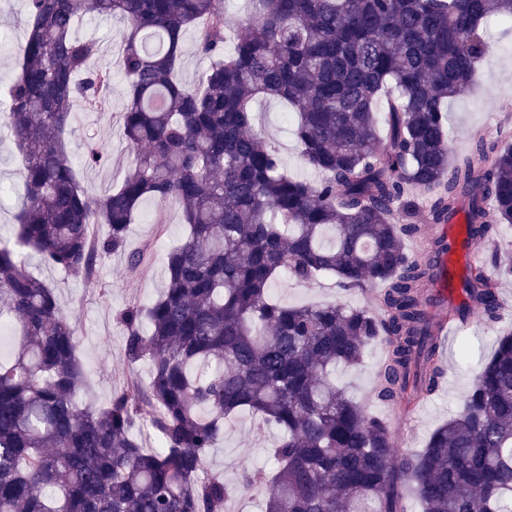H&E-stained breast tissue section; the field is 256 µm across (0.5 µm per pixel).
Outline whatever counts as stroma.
<instances>
[{
  "label": "stroma",
  "mask_w": 512,
  "mask_h": 512,
  "mask_svg": "<svg viewBox=\"0 0 512 512\" xmlns=\"http://www.w3.org/2000/svg\"><path fill=\"white\" fill-rule=\"evenodd\" d=\"M485 29L490 49L478 68L474 86L467 95L449 101L447 106L449 143L458 155L470 151L475 132L494 137L502 131H512V23L493 17ZM123 31L120 20L99 17L86 18L74 30L76 36L101 42L103 53L94 65L112 71L108 110L90 112L77 108L70 124L69 156L85 192L93 197L101 195L108 186L119 185L131 160L118 118L126 103V81L116 68L115 56ZM25 34V0H0V45L6 47L5 52H0V237L6 239L13 235L14 216L22 200V158L7 129L9 107L5 89L18 71L17 58L8 48L23 41ZM253 127L275 147L289 175L310 183L320 180V173L303 160L280 101L257 102ZM90 145L104 153L101 165L92 169L83 163L85 149ZM183 234L179 204L171 199H149L140 206L136 223L129 227L126 250L104 259L93 280L73 278L41 265L38 259H30L32 271L54 285L65 312L79 325V354L98 403H108L114 389L129 374L146 378V363L132 367L124 359L123 331L117 316L131 302L147 303L159 295L164 282V258ZM139 250L146 252L147 261L142 269L130 271L128 255ZM375 291L372 285L363 290L342 289L331 275L311 282L284 276L274 288L278 301L289 306L344 303L368 308ZM497 291L503 304L499 322L490 325L481 314H471L469 324L442 351L444 379L411 414L382 403L373 393L384 357L382 342L366 347L360 365L337 368V383L367 412L388 423L399 453L410 454L424 448L433 430L460 411L477 362L491 357L498 331L512 330V277L500 279ZM277 437V432L263 426L258 416L241 412L225 424L223 442L209 454L207 474L236 484L242 468L269 466L266 450Z\"/></svg>",
  "instance_id": "obj_1"
}]
</instances>
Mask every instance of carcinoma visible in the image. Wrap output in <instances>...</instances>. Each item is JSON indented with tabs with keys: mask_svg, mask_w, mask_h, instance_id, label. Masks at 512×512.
I'll use <instances>...</instances> for the list:
<instances>
[{
	"mask_svg": "<svg viewBox=\"0 0 512 512\" xmlns=\"http://www.w3.org/2000/svg\"><path fill=\"white\" fill-rule=\"evenodd\" d=\"M230 23L226 0H28L20 72L8 86L9 127L25 196L14 238H0V323L14 350L0 359V512H225L232 488L205 477L224 422L250 410L279 434L264 512H512V332L496 338L460 412L417 453L397 455L386 421L336 386L384 337L377 397L405 409L444 378L426 311L439 240L417 252L419 199L429 224L465 211L472 244L512 224V133L472 137L450 158L448 100L465 94L489 45L483 24L512 18V0H248ZM87 14L119 17L132 161L98 198L81 187L66 145L74 106L101 110L112 72L102 44L72 29ZM210 66L177 80L185 32ZM234 29L232 45L227 31ZM386 115L376 107L386 89ZM281 100L297 116L304 161L324 174L292 178L253 130V103ZM146 198L179 203L180 245L165 284L118 316L124 357L148 363L99 406L80 401L87 373L76 323L22 251L92 280L126 245ZM103 224L108 234L94 239ZM328 274L344 289L381 288L377 312L345 304L284 305L279 276ZM468 308L502 311L481 266L465 279ZM159 435L146 449L135 434Z\"/></svg>",
	"mask_w": 512,
	"mask_h": 512,
	"instance_id": "carcinoma-1",
	"label": "carcinoma"
}]
</instances>
